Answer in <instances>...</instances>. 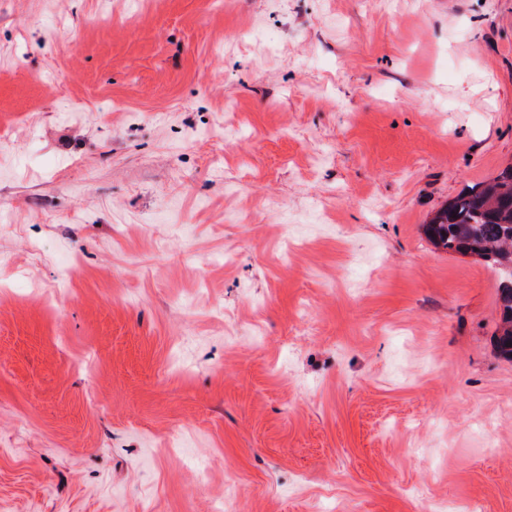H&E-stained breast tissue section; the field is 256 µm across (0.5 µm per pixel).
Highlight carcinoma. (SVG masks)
I'll return each mask as SVG.
<instances>
[{
	"label": "carcinoma",
	"instance_id": "carcinoma-1",
	"mask_svg": "<svg viewBox=\"0 0 512 512\" xmlns=\"http://www.w3.org/2000/svg\"><path fill=\"white\" fill-rule=\"evenodd\" d=\"M425 233L448 253L476 257L499 273L501 322L497 354L512 361V166L488 181L471 185L438 210Z\"/></svg>",
	"mask_w": 512,
	"mask_h": 512
}]
</instances>
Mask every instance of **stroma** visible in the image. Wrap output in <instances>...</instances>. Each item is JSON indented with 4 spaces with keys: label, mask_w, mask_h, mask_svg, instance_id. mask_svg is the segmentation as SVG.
I'll use <instances>...</instances> for the list:
<instances>
[{
    "label": "stroma",
    "mask_w": 512,
    "mask_h": 512,
    "mask_svg": "<svg viewBox=\"0 0 512 512\" xmlns=\"http://www.w3.org/2000/svg\"><path fill=\"white\" fill-rule=\"evenodd\" d=\"M511 164L512 0H0V512H512ZM424 229L436 247L476 257L498 271L501 322L495 348L500 357L512 361V166L465 188Z\"/></svg>",
    "instance_id": "stroma-1"
}]
</instances>
